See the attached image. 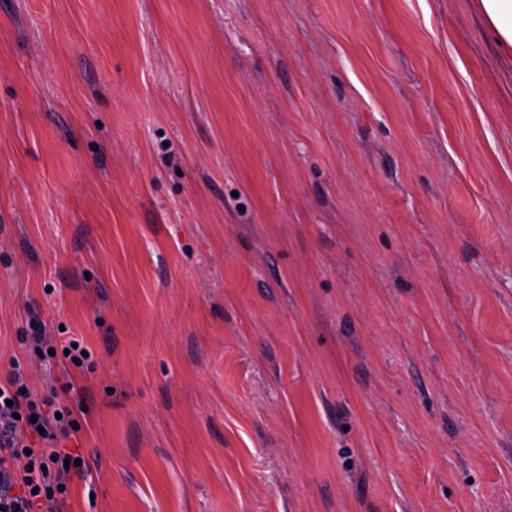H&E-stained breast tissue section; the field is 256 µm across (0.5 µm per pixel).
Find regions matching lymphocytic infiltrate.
<instances>
[{
  "mask_svg": "<svg viewBox=\"0 0 512 512\" xmlns=\"http://www.w3.org/2000/svg\"><path fill=\"white\" fill-rule=\"evenodd\" d=\"M73 411L30 387L21 368L0 382V512H64L81 467L65 442Z\"/></svg>",
  "mask_w": 512,
  "mask_h": 512,
  "instance_id": "lymphocytic-infiltrate-1",
  "label": "lymphocytic infiltrate"
}]
</instances>
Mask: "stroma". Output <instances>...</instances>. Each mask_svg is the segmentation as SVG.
Returning a JSON list of instances; mask_svg holds the SVG:
<instances>
[{"label":"stroma","instance_id":"1","mask_svg":"<svg viewBox=\"0 0 512 512\" xmlns=\"http://www.w3.org/2000/svg\"><path fill=\"white\" fill-rule=\"evenodd\" d=\"M476 2L0 0V379L75 408L67 512H512Z\"/></svg>","mask_w":512,"mask_h":512}]
</instances>
